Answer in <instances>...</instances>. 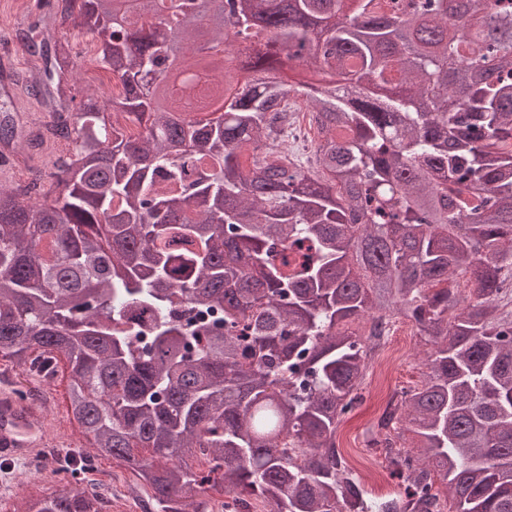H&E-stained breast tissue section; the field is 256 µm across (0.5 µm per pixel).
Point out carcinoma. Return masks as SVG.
<instances>
[{
	"label": "carcinoma",
	"mask_w": 512,
	"mask_h": 512,
	"mask_svg": "<svg viewBox=\"0 0 512 512\" xmlns=\"http://www.w3.org/2000/svg\"><path fill=\"white\" fill-rule=\"evenodd\" d=\"M137 2L37 0L92 36L122 93L82 87L80 53L55 38L35 81L46 135L0 116L3 144L68 146L50 187L40 171L0 183V357H64L93 448L13 512H101L85 480L101 460L133 475L142 512H205L217 489L268 512H512V0H171L134 21ZM232 30L253 49L230 53L234 90L215 74L221 116L176 120L152 88ZM292 60L317 83L280 80ZM292 94L324 129L306 167L285 138ZM173 282L224 330L185 335ZM145 311L143 350L123 321ZM366 314L363 341L347 325ZM395 315L434 345L377 424L403 505L365 498L336 453Z\"/></svg>",
	"instance_id": "cac0c4a2"
}]
</instances>
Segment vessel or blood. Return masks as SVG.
<instances>
[{
    "mask_svg": "<svg viewBox=\"0 0 512 512\" xmlns=\"http://www.w3.org/2000/svg\"><path fill=\"white\" fill-rule=\"evenodd\" d=\"M42 423L39 412L17 398L13 384L0 381V456L12 460L43 447Z\"/></svg>",
    "mask_w": 512,
    "mask_h": 512,
    "instance_id": "b4317fda",
    "label": "vessel or blood"
}]
</instances>
